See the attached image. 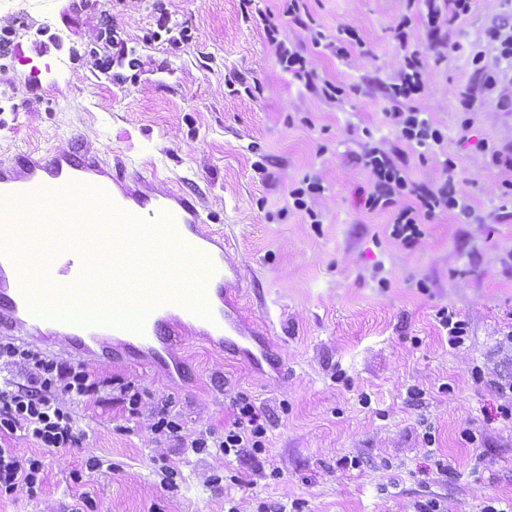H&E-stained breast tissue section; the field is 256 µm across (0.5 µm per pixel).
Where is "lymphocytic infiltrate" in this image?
<instances>
[{
    "mask_svg": "<svg viewBox=\"0 0 512 512\" xmlns=\"http://www.w3.org/2000/svg\"><path fill=\"white\" fill-rule=\"evenodd\" d=\"M432 24L430 35L443 45V28L471 13L476 0H423ZM469 60L476 78L474 86L460 98L462 111H473L478 98L499 94L504 108L512 98L501 87L512 83V11L498 13L486 31L484 43L472 47ZM424 62L419 51L407 53L396 83L387 89L391 104L389 119L400 140L432 149L444 144V135L427 113L409 106L413 94L422 88ZM361 160L372 178V189L364 200L368 210L394 208L391 235L411 245L422 237L421 219L435 211L458 210L470 217L471 207L464 195L447 184L435 187L410 180L399 147L365 146ZM414 196L411 206L398 207L400 197ZM109 378L99 376L86 364L71 365L49 358L42 351L8 339H0V434H22L48 449L81 447L86 432L79 424L77 410L111 387ZM170 398L154 402L150 410V431L156 443L176 442L178 447L200 453L210 449L229 456L240 449L262 452L266 430L254 405L246 399L235 402L236 419L223 436L190 432L173 415ZM44 479L41 458L19 455L16 449L0 448V493L30 496Z\"/></svg>",
    "mask_w": 512,
    "mask_h": 512,
    "instance_id": "f902f5d3",
    "label": "lymphocytic infiltrate"
}]
</instances>
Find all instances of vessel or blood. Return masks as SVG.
Here are the masks:
<instances>
[{
	"mask_svg": "<svg viewBox=\"0 0 512 512\" xmlns=\"http://www.w3.org/2000/svg\"><path fill=\"white\" fill-rule=\"evenodd\" d=\"M35 200L64 236L94 239L133 225L138 233L126 244L136 250V265L122 256L96 261L70 245L31 235L27 215ZM0 237L9 241L0 251V315L22 335L39 332L41 323L53 318L31 305L24 276L15 270L18 256L37 252L45 259L48 297L81 293L90 305L112 307L108 327L68 323L64 336L81 333L96 344L107 335L121 352L133 349L149 364L162 365L175 337L189 330L250 364L275 363L263 331L241 314L240 269L228 257L227 236L207 230L196 200L166 181L143 188L125 165L104 169L79 145L61 154L19 153L14 165L0 166ZM135 274L163 282L144 299L149 307L143 312L138 306L144 300L128 286Z\"/></svg>",
	"mask_w": 512,
	"mask_h": 512,
	"instance_id": "b4317fda",
	"label": "vessel or blood"
}]
</instances>
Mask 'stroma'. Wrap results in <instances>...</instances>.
<instances>
[{
  "label": "stroma",
  "mask_w": 512,
  "mask_h": 512,
  "mask_svg": "<svg viewBox=\"0 0 512 512\" xmlns=\"http://www.w3.org/2000/svg\"><path fill=\"white\" fill-rule=\"evenodd\" d=\"M283 4L0 0L10 42L0 52V163L81 142L105 168L121 160L145 185L163 179L196 196L210 229L231 242L248 323L267 329L282 363L258 368L188 332L171 375L132 353L115 361L64 338L35 339L50 357L139 384L145 404L171 398L189 430L223 434L246 398L263 415L266 450L223 458L156 444L149 413L128 416L107 390L79 411L82 447L41 453L31 440L0 437L45 464L42 488L0 494V512H413L426 496L448 512L512 503V417L503 414L512 402L498 391L512 381V267L501 262L512 252V169L477 148L512 147V110L493 97L472 112L458 105L474 83L470 47L496 4L478 0L449 27L444 53L409 0H304L300 25ZM164 12L187 24V40H172ZM267 12L343 96L327 98L283 69ZM108 25L118 44L105 70L94 52ZM401 27L426 59L412 105L445 135L441 155L404 147V166L420 184L451 180L473 209L469 219L423 218L410 246L392 238V210L364 209L371 177L357 161L367 144H398L384 89L407 53ZM315 30L332 41L350 30L359 42L339 56L312 44ZM315 175L324 189L310 211L289 207V188ZM443 306L466 323L458 346L436 318ZM436 457L447 474L434 473Z\"/></svg>",
  "instance_id": "obj_1"
}]
</instances>
